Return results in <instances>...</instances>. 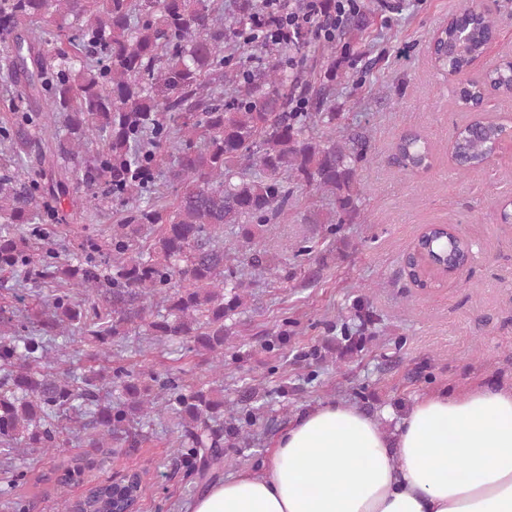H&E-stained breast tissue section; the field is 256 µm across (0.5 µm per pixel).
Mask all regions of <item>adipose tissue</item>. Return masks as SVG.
Returning <instances> with one entry per match:
<instances>
[{
  "mask_svg": "<svg viewBox=\"0 0 512 512\" xmlns=\"http://www.w3.org/2000/svg\"><path fill=\"white\" fill-rule=\"evenodd\" d=\"M191 512H512V387L425 395L392 434L349 404L316 407L262 474L210 486Z\"/></svg>",
  "mask_w": 512,
  "mask_h": 512,
  "instance_id": "obj_1",
  "label": "adipose tissue"
}]
</instances>
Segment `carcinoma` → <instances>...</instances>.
I'll return each instance as SVG.
<instances>
[{"instance_id": "cac0c4a2", "label": "carcinoma", "mask_w": 512, "mask_h": 512, "mask_svg": "<svg viewBox=\"0 0 512 512\" xmlns=\"http://www.w3.org/2000/svg\"><path fill=\"white\" fill-rule=\"evenodd\" d=\"M466 0L428 47L435 69L450 75L469 70L485 49L495 21L473 16ZM262 0H233L224 13L220 0H0V34L11 40L0 63V82L30 102L46 100V112L8 107L0 122V276L20 289L49 288L36 332L10 320L0 323V458L5 477L0 505L7 512H31L17 493L30 481L14 460L51 455L68 436L85 435L96 448L128 437L133 422L149 423L161 413L179 420L176 452L185 476L203 481L224 468V395L180 378L162 382L153 371L137 374L112 367L114 346L132 328L157 341L177 343L204 357L210 370L224 367L232 327L247 305L248 283L239 266L270 271L274 258L257 248L266 227L288 219V184L335 197V207L310 211L321 242L337 240L343 225L360 216L364 187L357 170L367 160L368 140H319L312 126L343 124L328 96L336 78L354 66L351 46L364 38L366 15L355 11L343 32L322 44L326 64L313 61L315 93H302L312 112H294L297 80L289 78L294 57L269 67L257 53L276 44L260 29ZM233 93L224 97V86ZM512 95V71L488 70L458 89L464 105L488 92ZM66 134L52 140L35 135L49 128L51 113ZM498 123L474 118L456 128L453 151L461 173L489 161ZM406 170L431 166L432 149L419 132L394 146ZM174 198L157 200L155 171L168 154ZM83 190L79 218L91 224L107 204L121 207L108 251L81 241V256L61 260L57 230L69 215L47 213ZM237 228L235 243L220 245L224 226ZM472 245L444 225H428L414 239L417 261L407 269L416 286L432 283V269L459 268ZM356 327L343 324L342 352L358 350L374 321L365 298L353 304ZM79 332L94 345L90 364L74 374L54 369L56 338ZM238 419L256 422L263 404L251 388L242 390ZM94 463L73 459L44 480L55 483L58 512H74L70 489ZM126 500H141L148 486L137 475L107 478L90 486L81 502L88 512H112Z\"/></svg>"}]
</instances>
